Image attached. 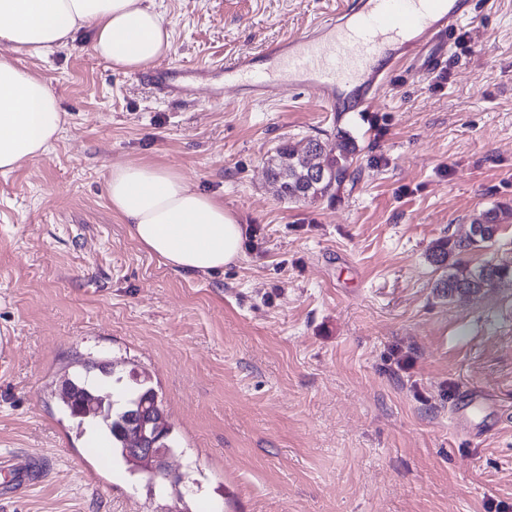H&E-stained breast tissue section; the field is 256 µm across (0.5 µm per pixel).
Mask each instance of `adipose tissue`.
I'll use <instances>...</instances> for the list:
<instances>
[{
    "mask_svg": "<svg viewBox=\"0 0 512 512\" xmlns=\"http://www.w3.org/2000/svg\"><path fill=\"white\" fill-rule=\"evenodd\" d=\"M85 28L92 52L119 71L148 69L172 50L153 0H0V173L44 156L65 122L55 91L16 53L48 56ZM107 196L134 237L175 270L216 272L241 256L236 215L175 170L113 165Z\"/></svg>",
    "mask_w": 512,
    "mask_h": 512,
    "instance_id": "obj_1",
    "label": "adipose tissue"
}]
</instances>
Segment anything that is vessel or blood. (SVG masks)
<instances>
[{"label":"vessel or blood","mask_w":512,"mask_h":512,"mask_svg":"<svg viewBox=\"0 0 512 512\" xmlns=\"http://www.w3.org/2000/svg\"><path fill=\"white\" fill-rule=\"evenodd\" d=\"M469 15L466 0H357L349 11L324 17L309 30L266 47L261 55L243 53L218 69L223 83L213 90H248L256 99H275L282 84L316 88L325 111L336 109L338 90L355 87L357 111H372L380 87L398 64L422 57V71L439 69L448 58L451 41ZM272 68L258 70V59ZM202 74L180 67L147 75L151 85L174 97L184 96ZM43 475L38 457L13 460L0 480L24 491Z\"/></svg>","instance_id":"vessel-or-blood-1"}]
</instances>
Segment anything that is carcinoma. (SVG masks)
I'll return each mask as SVG.
<instances>
[{"instance_id":"carcinoma-1","label":"carcinoma","mask_w":512,"mask_h":512,"mask_svg":"<svg viewBox=\"0 0 512 512\" xmlns=\"http://www.w3.org/2000/svg\"><path fill=\"white\" fill-rule=\"evenodd\" d=\"M353 145L346 141L329 148L321 139L315 137L297 146L291 142L275 148L268 158L271 184L279 199L297 203L309 198L324 197L340 186L351 176L350 155ZM501 216L495 209L486 210L473 218L469 232L464 237L441 238L432 248V263L445 271L437 280L435 288L445 297L457 294L478 295L497 281L512 276V260L490 259L483 264L471 267L464 262L462 255L473 250L490 248L496 241L501 228ZM117 366H85L84 371L74 373L67 383L78 388L79 395L87 392L97 393L108 379L107 372ZM137 407L147 415L157 434L163 436L158 447L169 454L175 450V437L172 426L167 422L160 407L158 394L147 374L125 393L116 403L105 400L98 409L86 412L66 406L70 416L82 425L89 421L107 432L112 442V456L122 461L130 472L135 473L146 464L130 457L126 452L128 439L136 435L135 428L126 425L124 412Z\"/></svg>"}]
</instances>
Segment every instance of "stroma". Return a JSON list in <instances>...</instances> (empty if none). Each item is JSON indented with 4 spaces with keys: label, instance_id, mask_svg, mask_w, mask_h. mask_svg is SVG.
<instances>
[{
    "label": "stroma",
    "instance_id": "1",
    "mask_svg": "<svg viewBox=\"0 0 512 512\" xmlns=\"http://www.w3.org/2000/svg\"><path fill=\"white\" fill-rule=\"evenodd\" d=\"M347 0H154L162 67L197 68L304 31ZM436 74L393 75L368 121L314 89L273 101L205 87L173 99L113 70L76 34L21 64L65 114L41 158L0 173V455L49 476L0 512H512V280L442 296L429 260L476 214L508 211L470 265L512 257V0H470ZM356 142L354 177L279 200L285 141ZM151 162L214 195L243 226L215 273L173 270L113 213V165ZM148 372L193 491L100 467L58 388L84 362ZM489 393L454 427L462 389Z\"/></svg>",
    "mask_w": 512,
    "mask_h": 512
}]
</instances>
